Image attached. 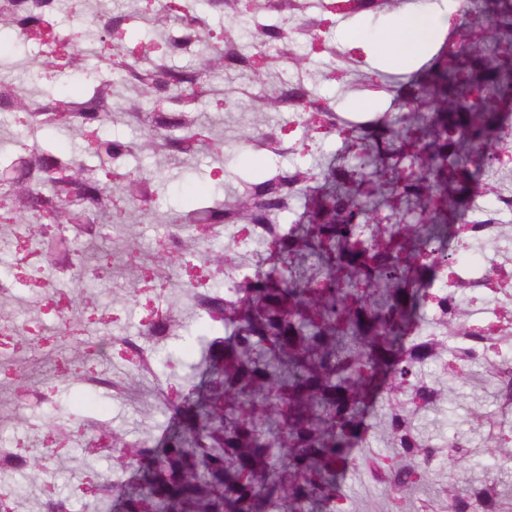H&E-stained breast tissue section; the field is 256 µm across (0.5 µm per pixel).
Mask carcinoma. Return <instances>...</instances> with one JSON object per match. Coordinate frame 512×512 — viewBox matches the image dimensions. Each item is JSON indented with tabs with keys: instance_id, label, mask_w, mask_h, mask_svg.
<instances>
[{
	"instance_id": "1",
	"label": "carcinoma",
	"mask_w": 512,
	"mask_h": 512,
	"mask_svg": "<svg viewBox=\"0 0 512 512\" xmlns=\"http://www.w3.org/2000/svg\"><path fill=\"white\" fill-rule=\"evenodd\" d=\"M140 10H114L96 33L108 43L109 75L80 95L32 90L0 75V110L15 120L13 149L0 152V211L8 222L29 226L28 249L47 260L48 276L66 271L81 288L100 285L103 276L85 252L96 255L94 235L112 223L115 195L129 208L125 223L155 216L183 228L179 253L203 257L212 272L224 266V246L205 244L212 224L241 231L273 225L307 199V215L295 233L280 240L283 268L259 270L239 286L241 303L221 285L196 296L213 323L233 328L224 339V358L202 346L188 365L193 391L177 402L167 437L149 448L122 441L113 456L117 469L137 468L136 480L99 488L98 502L119 512H343L336 504L339 463L362 440L365 420L379 392L388 395L390 430L402 453L426 451L408 429V416L433 402L436 391L418 379L417 367L439 355L427 335L404 343L406 329L432 309L440 328L452 333L459 311L456 296L437 297L419 286L437 272L436 253L444 239L461 244L482 225L466 224V208L478 168L474 157L488 153L512 114L505 99L512 91V0H501L488 16L491 0H470L471 26L459 48L443 49L423 77L412 82L421 108L370 125L339 116L329 99L304 88L309 60L329 57L321 80L343 82L354 61L329 43L340 15L354 18L377 7L390 11L401 0H144ZM59 0H0V24L21 34L22 42L45 47L40 71L83 69L84 58L59 48L52 21ZM228 19L214 32L210 16ZM297 21L310 33L299 44L285 29ZM145 23L138 52L125 46L135 23ZM191 55L195 65L173 64ZM299 79L303 142L316 146L339 127L358 163L318 160L267 172L260 180L237 178L221 196L156 216L157 185L171 162L192 168L202 158L224 162L222 132L202 122L208 100L247 99L254 121L288 111L290 95L268 81L283 62ZM229 70L249 76L235 88L210 80ZM132 92L113 99L115 85ZM142 125L134 140L112 139L113 120ZM64 129L84 141V155L55 149L43 138ZM250 147L286 154L277 130L265 128L248 139ZM153 161L148 175L126 170L130 158ZM112 171L108 186L97 170ZM361 224L371 225L362 239ZM512 285L491 273L458 277L457 288ZM487 376L501 397L512 401V376L485 360ZM484 453L512 460V440L490 434ZM395 483L427 488L426 467L407 469ZM454 512H491L500 481L487 474L467 482Z\"/></svg>"
}]
</instances>
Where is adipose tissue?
<instances>
[{
	"mask_svg": "<svg viewBox=\"0 0 512 512\" xmlns=\"http://www.w3.org/2000/svg\"><path fill=\"white\" fill-rule=\"evenodd\" d=\"M450 10L448 0H433L428 13L398 17L390 38L379 44V54L386 59L397 58L403 62L415 59L437 39Z\"/></svg>",
	"mask_w": 512,
	"mask_h": 512,
	"instance_id": "1",
	"label": "adipose tissue"
}]
</instances>
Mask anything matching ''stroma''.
<instances>
[{
  "instance_id": "35a3bbf8",
  "label": "stroma",
  "mask_w": 512,
  "mask_h": 512,
  "mask_svg": "<svg viewBox=\"0 0 512 512\" xmlns=\"http://www.w3.org/2000/svg\"><path fill=\"white\" fill-rule=\"evenodd\" d=\"M391 19V13L377 11L337 25L338 47L353 50L363 60L362 77L349 78L343 84L315 85L317 91L330 98L338 114L369 121L399 112L403 93L424 69L425 60L396 68L382 62L374 52L377 39L387 33ZM76 49L86 56L87 69L77 74L55 72L44 78V86L58 94L77 93L105 68L108 51L98 40L83 39ZM40 56V46L23 44L10 32L0 33V69L10 73L16 82L27 83L28 72L35 69ZM381 73L388 76L389 90L371 91L367 77ZM206 119L224 131L227 151L223 165L204 159L193 170L171 168L158 190V211L194 205L210 196L218 184L233 182L235 177L258 178L272 167L307 162L312 157L298 148L301 131L285 130V118L277 113L271 115L270 122L283 129L290 148L288 155L278 157L247 147L245 141L254 125L245 101L208 105ZM479 182L470 197L468 214L489 224L490 229L465 248L449 249L476 278L489 267L512 271V165L487 162L479 173ZM125 209V202H117L112 210V228L97 241V255L108 266L101 286H68L71 312L64 329L44 297V287L29 281L33 258L23 248L27 227L10 224L0 228V266L11 270L18 279L16 288L7 294L16 328L15 342L13 348L0 352V433L5 436L0 454L17 455L25 461L23 473L0 474V494H7L11 512H44L45 502L56 498L68 500L71 512H83L85 504L92 500L91 486L101 484L104 477H112L120 484L128 482L129 471L114 470L109 455L85 452L91 431L104 427L127 441L145 435L155 439L162 436L171 421L162 405L163 397L178 398L190 390L186 365L197 354L196 342L218 338L197 317L191 320L187 336L145 340L153 362L151 371L142 374L132 372L127 353L110 344V337L135 332L156 308L191 303L189 294L162 287L154 277L159 268L170 264L160 247L169 225L152 220L124 223ZM116 253L138 264L146 274L137 299L126 297V272L111 264ZM102 341L107 344L104 358L87 359L89 344ZM78 353L85 357L83 365L55 385L43 384V376ZM453 357V351L447 349L438 360L421 367V378L438 390L441 398L417 410L409 419L413 435L443 451L431 464V490L415 496L409 488L398 489L390 483L387 464L400 459L401 451L392 443L390 407L382 397L367 418L362 445L354 451V465L339 472L338 488L348 512H448L449 492H462L471 467L490 472L512 489V462L494 460L483 453L490 431L512 435V405L503 402L495 382L484 380L485 368L480 361L467 366L478 376V383L465 387L458 399L448 400V362ZM91 375L111 378V388L101 390L86 402H68V395L79 390ZM477 406L491 414L492 427H480L472 421L470 411ZM456 440L463 444L464 454L453 449ZM62 455L68 456L69 462L67 469L60 472L56 465Z\"/></svg>"
}]
</instances>
